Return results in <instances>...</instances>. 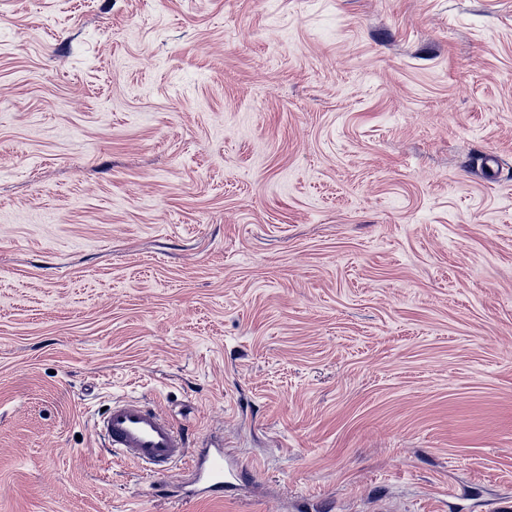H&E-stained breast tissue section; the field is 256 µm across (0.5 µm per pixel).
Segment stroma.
Returning <instances> with one entry per match:
<instances>
[{
    "mask_svg": "<svg viewBox=\"0 0 512 512\" xmlns=\"http://www.w3.org/2000/svg\"><path fill=\"white\" fill-rule=\"evenodd\" d=\"M128 397L239 497L114 461ZM507 498L512 0H0V512ZM192 457V481L179 487L180 491L172 496L185 503L198 500L224 501V488L238 477L236 466L230 463L224 451V439L203 442Z\"/></svg>",
    "mask_w": 512,
    "mask_h": 512,
    "instance_id": "obj_1",
    "label": "stroma"
}]
</instances>
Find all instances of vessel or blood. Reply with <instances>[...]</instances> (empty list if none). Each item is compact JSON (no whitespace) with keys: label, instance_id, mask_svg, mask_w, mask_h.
<instances>
[{"label":"vessel or blood","instance_id":"vessel-or-blood-1","mask_svg":"<svg viewBox=\"0 0 512 512\" xmlns=\"http://www.w3.org/2000/svg\"><path fill=\"white\" fill-rule=\"evenodd\" d=\"M91 429L104 437L113 457L135 463L149 474L167 471L173 463L191 459L193 478L177 493L186 503L223 500L225 487L238 477L236 466L224 451L223 440H207L196 452H189L184 430L144 401L113 403Z\"/></svg>","mask_w":512,"mask_h":512}]
</instances>
